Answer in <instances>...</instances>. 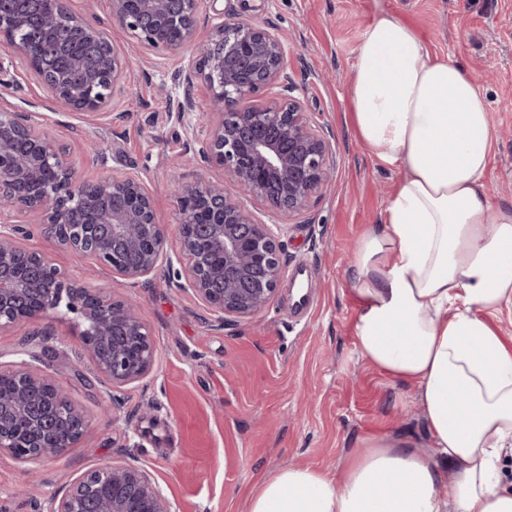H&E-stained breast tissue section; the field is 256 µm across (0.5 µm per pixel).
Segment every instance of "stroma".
Segmentation results:
<instances>
[{"label":"stroma","mask_w":512,"mask_h":512,"mask_svg":"<svg viewBox=\"0 0 512 512\" xmlns=\"http://www.w3.org/2000/svg\"><path fill=\"white\" fill-rule=\"evenodd\" d=\"M398 16L426 38L430 54L459 63L478 82L495 129L484 176L492 205H512V0H201L199 37L225 18L254 19L287 32L286 67L297 94L331 146L327 185L302 215L281 216L251 199L243 204L261 224L287 223L279 289L258 315L220 323L174 276L168 264L138 283L111 278L36 233L25 250L51 258L91 288L138 298L155 342V364L126 386L122 403L104 414L105 393L89 363L45 364L93 421L89 438L25 472L0 456V512H43L83 473L114 460L146 471L177 512H247L261 478L289 465L336 473L365 437L424 438L413 388L360 359L352 336L357 309L346 270L361 235L381 224L402 172L380 164L353 130L348 103L356 50L380 13ZM129 59L124 87L105 113L74 112L58 104L25 62L0 48V110L37 114L40 128L65 147L79 176L132 174L147 185L157 221H180L168 190L173 163L187 181L201 170L186 149L173 106L184 93L193 52L145 53L113 33ZM104 161L85 153L89 142ZM310 275V306H294L291 275Z\"/></svg>","instance_id":"35a3bbf8"}]
</instances>
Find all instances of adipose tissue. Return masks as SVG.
<instances>
[{
  "label": "adipose tissue",
  "mask_w": 512,
  "mask_h": 512,
  "mask_svg": "<svg viewBox=\"0 0 512 512\" xmlns=\"http://www.w3.org/2000/svg\"><path fill=\"white\" fill-rule=\"evenodd\" d=\"M349 103L360 142L404 172L347 268L352 333L361 359L415 389L430 447L369 439L337 475L269 473L247 512H512L500 468L512 449V346L487 320L512 303V206L492 207L484 188L487 101L385 13L364 31Z\"/></svg>",
  "instance_id": "ef3b65f1"
}]
</instances>
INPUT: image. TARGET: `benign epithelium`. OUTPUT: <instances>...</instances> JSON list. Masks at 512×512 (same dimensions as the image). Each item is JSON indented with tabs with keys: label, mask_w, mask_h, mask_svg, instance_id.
Segmentation results:
<instances>
[{
	"label": "benign epithelium",
	"mask_w": 512,
	"mask_h": 512,
	"mask_svg": "<svg viewBox=\"0 0 512 512\" xmlns=\"http://www.w3.org/2000/svg\"><path fill=\"white\" fill-rule=\"evenodd\" d=\"M70 0H0V37L7 52L29 64L62 106L94 113L126 81L129 61L112 42L118 29L146 52L197 60L177 103L181 121L195 109L202 86L218 111L189 128V151L224 169V181L175 174L171 190L180 213L175 254L185 286L222 321L258 314L274 297L283 273L282 224H259L237 200L245 195L292 218L310 205L327 181L330 146L295 95L284 64L288 38L255 20L227 18L211 37L198 39L200 0H109L106 20L75 15ZM73 38L63 68L41 65L48 38L61 27ZM37 227L76 258H91L112 276L133 283L156 271L167 256V233L153 198L135 175L78 176L54 140L30 113L0 112V331L19 322L70 316L86 359L106 389L146 377L154 365L151 333L137 304L68 279L44 255L17 245ZM57 353L43 345L19 350L0 364V455L29 469L80 443L91 422L65 390L35 363ZM47 512H176L150 476L113 461L80 477Z\"/></svg>",
	"instance_id": "obj_1"
}]
</instances>
